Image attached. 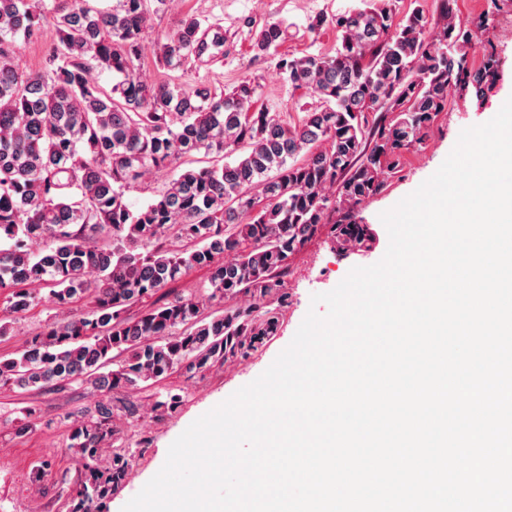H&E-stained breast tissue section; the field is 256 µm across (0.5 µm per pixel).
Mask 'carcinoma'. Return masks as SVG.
Wrapping results in <instances>:
<instances>
[{
	"label": "carcinoma",
	"instance_id": "1",
	"mask_svg": "<svg viewBox=\"0 0 512 512\" xmlns=\"http://www.w3.org/2000/svg\"><path fill=\"white\" fill-rule=\"evenodd\" d=\"M165 2L0 0V305L28 312L36 286L58 307L92 304L0 360L1 386L80 381L99 395L66 416L79 465L67 512H102L132 467L124 449L101 463L113 418L141 409L114 404L112 391L175 373L192 379L278 335L296 244L326 234L342 254L370 251V228L348 232L363 204L427 146L448 91L464 99L473 89L482 104L499 76V52L482 36L506 0L470 20L457 16L455 0H437L431 16L420 5L401 16L396 0H378L320 21L336 28L332 52L280 57L284 79L320 102L292 121L252 109L249 79L228 92L186 87L185 73L224 56V28L196 13L157 38L165 78H137L145 30ZM48 27L46 70H20L22 45ZM289 36L277 21L255 47L266 52ZM96 71L115 82L100 85ZM232 155L235 163L224 162ZM148 168L172 177L134 209L125 193ZM198 270L206 278L188 281ZM179 404L170 393L152 410L162 418ZM37 419L23 411L15 434Z\"/></svg>",
	"mask_w": 512,
	"mask_h": 512
}]
</instances>
